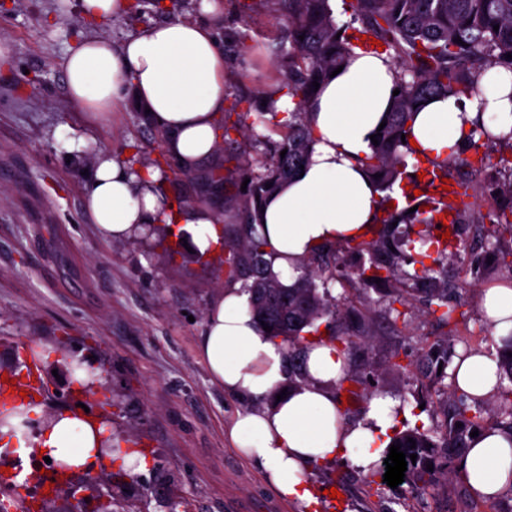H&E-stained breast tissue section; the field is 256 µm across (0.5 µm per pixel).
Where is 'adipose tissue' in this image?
<instances>
[{"label": "adipose tissue", "mask_w": 512, "mask_h": 512, "mask_svg": "<svg viewBox=\"0 0 512 512\" xmlns=\"http://www.w3.org/2000/svg\"><path fill=\"white\" fill-rule=\"evenodd\" d=\"M197 8L196 17L151 23L118 45L102 33L79 37L61 62L76 109L106 120L134 99L161 132L164 155L183 173L215 158L226 96L227 61L217 35L224 0H198ZM396 81L387 55L355 47L342 71L307 99L309 161L303 175L268 199L258 225L270 272L283 285L295 282L298 262L318 244L374 234L384 194L362 160L393 104ZM480 89L478 98H434L411 117L409 136L429 159L459 152L477 122L496 135L512 132V71L489 68ZM65 145L89 167L85 207L98 238L118 243L140 237L146 226L176 227L190 234L197 254L218 255L221 222L211 208L176 206L163 196L166 166L105 147L88 151L82 138H66ZM481 310L494 336L512 335L511 284L485 289ZM198 351L211 381L249 404L226 427L232 447L258 462L283 498L311 507L310 465L340 458L367 472L386 448L393 425L388 401L373 399L365 420L345 418L335 393L348 371L342 347L308 345L306 380L289 385L284 350L270 340L239 286L224 287L209 304ZM456 382L470 397L487 399L498 383L497 359L472 354L459 364ZM40 446L52 462L78 470L103 454L98 429L71 412L43 428ZM459 469L474 498L496 501L512 489V437L496 429L479 433Z\"/></svg>", "instance_id": "adipose-tissue-1"}]
</instances>
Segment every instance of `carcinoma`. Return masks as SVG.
<instances>
[{"label": "carcinoma", "instance_id": "obj_1", "mask_svg": "<svg viewBox=\"0 0 512 512\" xmlns=\"http://www.w3.org/2000/svg\"><path fill=\"white\" fill-rule=\"evenodd\" d=\"M264 2L272 5L286 24L272 65L287 71L284 87L294 109L284 122L277 123L282 140L274 149L260 151L265 141L253 134L239 144L243 168L207 176V186L224 188V215L247 229L224 256L226 273L232 278L239 272L249 279L244 288L258 319L271 327L269 336L285 350L291 367L288 382L292 384L305 381L302 355L309 342L307 335L324 336L348 351L370 344L369 318L347 297L334 296L333 284L369 287L380 279L387 297L385 313H393L397 319L404 312L395 304L425 303L428 314L437 316L446 332L422 341L415 361L403 364L399 353H394L391 368L400 373L414 367L429 386L437 388L436 409L443 420L434 433L416 426L397 434L391 443L401 444L407 454L410 493L447 497L454 489L459 462L470 448V432L498 428L512 436V356H508L512 336L502 339L497 350L499 381L494 393L499 406L509 409L511 419L491 424L487 422L489 404L479 403L470 409L467 394L454 382L455 373L448 372L455 354L452 332L459 315L448 305V278L441 269V260L448 255L440 249L435 258L415 252V241H430L429 228L436 224L433 211L385 209L376 237L355 245L338 242L317 248L300 262L301 274L289 288L268 273L271 261L254 226L265 198L309 160L312 138L303 103L315 91L312 82L324 80L339 66L360 36H366L365 45L374 39L383 43L384 48L373 53H386L397 69L400 93L377 137L378 144L372 145L365 158L370 173L380 175V188L391 190L408 166L420 169L421 159H412L416 151L401 141L415 107L436 95L473 98L479 95V80L486 69L504 66L512 71V59L507 57L512 54V0H351V22L342 26L335 20L330 0ZM354 23L358 27H352ZM495 25L499 30H493ZM351 27L354 34L349 35ZM502 144L512 147V132L495 137L477 125L470 131L464 151L443 163L427 161L434 177L451 180L463 189V196L471 197V190L485 196L484 212L464 200L450 199L440 203V208L447 210L452 233L459 239L470 223L490 224L491 242L481 261L487 274L512 257V248L503 251L498 246L504 233L512 235V167L504 171L492 162L493 152ZM256 166L263 171H254ZM247 178L250 182L243 191L241 185ZM349 248L359 256L353 265L344 261ZM427 258L431 263H425ZM323 319L322 332L318 322ZM447 378L452 379L449 385L444 384ZM410 438L416 445L408 442ZM412 454L417 455L414 462ZM429 464L433 465L431 471L427 470Z\"/></svg>", "mask_w": 512, "mask_h": 512}]
</instances>
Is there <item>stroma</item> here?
<instances>
[{
  "label": "stroma",
  "instance_id": "stroma-1",
  "mask_svg": "<svg viewBox=\"0 0 512 512\" xmlns=\"http://www.w3.org/2000/svg\"><path fill=\"white\" fill-rule=\"evenodd\" d=\"M284 24L265 0L240 12L224 0L219 38L230 60L226 108L233 119L276 142L280 136L260 119L261 93L279 84L269 65ZM88 27L78 0H0V38L11 50L0 65V366L33 354L35 343L62 347L100 369L97 395L105 403L122 447L143 457V467L98 462L73 476L77 497L91 506L112 501L115 512H302L280 497L262 469L228 444L224 428L240 410L214 385L198 353L207 306L226 277L215 276L197 254L170 256L167 239L107 243L95 234L85 209L89 183L70 162L61 130L94 146L161 159L158 134L131 104L95 122L70 103L60 62ZM461 259L448 263L453 306L464 311L456 326V352H497V339L481 313L484 288L512 279V268L474 281L466 266L483 252L474 232H465ZM371 321L373 343L347 357L350 370L380 373L371 396L350 397L349 421L364 419L371 397L390 399L393 432L436 428L431 399L418 393L415 374L387 373L393 352L415 356L425 336L440 328L421 304L404 319L385 314L381 286L350 290ZM44 414L70 409L72 368L41 359ZM318 495L309 512H449L445 499L410 496L406 485L390 488L382 475L335 461L309 474ZM119 499H112L116 488ZM337 488L341 499L326 496Z\"/></svg>",
  "mask_w": 512,
  "mask_h": 512
}]
</instances>
